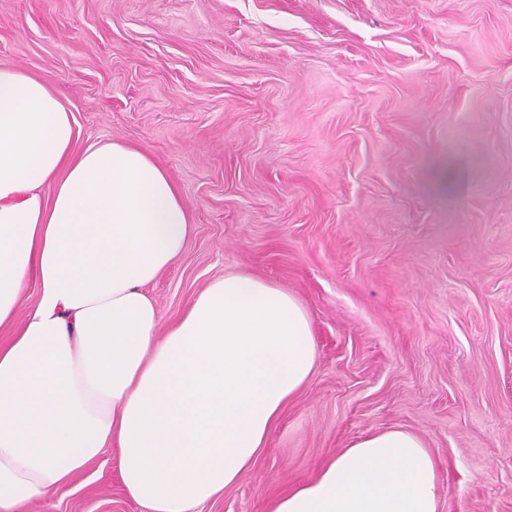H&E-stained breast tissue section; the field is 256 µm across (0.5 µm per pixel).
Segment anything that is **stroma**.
<instances>
[{"label": "stroma", "mask_w": 512, "mask_h": 512, "mask_svg": "<svg viewBox=\"0 0 512 512\" xmlns=\"http://www.w3.org/2000/svg\"><path fill=\"white\" fill-rule=\"evenodd\" d=\"M0 61L77 149H145L178 187L163 323L227 275L309 314L313 374L203 512H264L393 429L440 512H512V0H0ZM18 512L141 508L112 447Z\"/></svg>", "instance_id": "1"}]
</instances>
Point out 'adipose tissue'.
<instances>
[{"mask_svg": "<svg viewBox=\"0 0 512 512\" xmlns=\"http://www.w3.org/2000/svg\"><path fill=\"white\" fill-rule=\"evenodd\" d=\"M51 186V200L42 189ZM190 214L143 149L77 151L52 90L0 62V512L119 450L143 512H199L238 484L316 364L309 317L263 280H213L169 325L146 288L183 253ZM266 512H440L434 459L389 430L336 455ZM39 290L37 284L34 281H29L22 292L21 300L14 317V321L10 325L0 327V342L4 343L11 338L16 330L26 319L29 311L35 306L38 300Z\"/></svg>", "mask_w": 512, "mask_h": 512, "instance_id": "adipose-tissue-1", "label": "adipose tissue"}]
</instances>
